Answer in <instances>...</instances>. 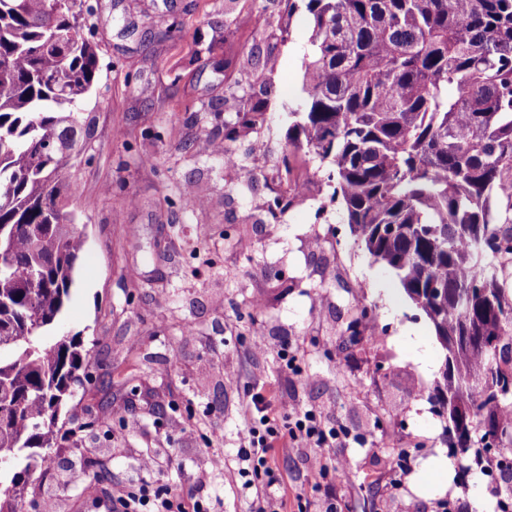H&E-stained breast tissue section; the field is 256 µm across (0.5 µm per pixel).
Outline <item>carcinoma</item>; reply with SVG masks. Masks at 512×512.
I'll use <instances>...</instances> for the list:
<instances>
[{
	"instance_id": "carcinoma-1",
	"label": "carcinoma",
	"mask_w": 512,
	"mask_h": 512,
	"mask_svg": "<svg viewBox=\"0 0 512 512\" xmlns=\"http://www.w3.org/2000/svg\"><path fill=\"white\" fill-rule=\"evenodd\" d=\"M0 0V512H17L37 458L55 447L59 407L83 386L76 335L43 333L63 312L84 249L69 210L68 155L88 133L78 106L97 84L99 49L83 0ZM313 17L307 98L288 113L289 157L327 164L324 180L368 254L399 280L439 338L432 399L460 467L484 446L512 459V0H306ZM251 89L209 103L224 116L219 154L262 124ZM295 196L268 201L273 216ZM39 288L26 289L31 273ZM437 285L445 292L429 294ZM484 288L483 295H466ZM484 375L474 389L468 379ZM496 497L512 465L492 458Z\"/></svg>"
}]
</instances>
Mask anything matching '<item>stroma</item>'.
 I'll return each instance as SVG.
<instances>
[{
    "mask_svg": "<svg viewBox=\"0 0 512 512\" xmlns=\"http://www.w3.org/2000/svg\"><path fill=\"white\" fill-rule=\"evenodd\" d=\"M88 2L84 33L99 48L100 78L81 106L90 130L68 169L70 211L87 248L48 333L81 336L92 380L61 409L57 446L33 472L23 512L34 502L108 512L67 473L83 470L104 489L135 482L147 454L163 481L209 512H251L236 453L243 402L260 383L279 423L311 407L343 430L341 444L324 451L338 467L336 512H442L451 499L463 512H494L479 470L438 468L448 455L432 401L442 347L394 274L342 224L317 162L292 156L294 174H312L307 193L283 217L267 211L280 188L284 111L305 98L311 15L302 7L286 14L281 0H236L229 24L224 0ZM252 13L265 19V34L254 33ZM252 49L276 57L259 82ZM228 55L237 59L229 80ZM252 83L271 90L270 112L255 136L237 142L239 165L228 168L212 153L224 121L202 106ZM256 140L263 155L251 150ZM256 166L266 179L251 188L246 172ZM365 306L373 314L363 320ZM356 318L353 340L346 328ZM257 326L263 352L251 347ZM284 342L301 351L302 374L278 371ZM228 366L237 372L231 381ZM130 415L136 428L126 426ZM309 454L294 448L269 460L288 512L302 501L309 512L327 507L305 481Z\"/></svg>",
    "mask_w": 512,
    "mask_h": 512,
    "instance_id": "obj_1",
    "label": "stroma"
}]
</instances>
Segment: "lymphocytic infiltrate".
<instances>
[{
	"label": "lymphocytic infiltrate",
	"mask_w": 512,
	"mask_h": 512,
	"mask_svg": "<svg viewBox=\"0 0 512 512\" xmlns=\"http://www.w3.org/2000/svg\"><path fill=\"white\" fill-rule=\"evenodd\" d=\"M270 400L262 393L249 394L241 414L237 450L238 474L244 488L254 492V512H282L277 495L278 480L268 466L278 448H313L307 481L312 488L332 487L336 468L320 451L335 447L340 439L334 427L308 408L297 409L287 428H279L268 415ZM112 512H208L193 494L147 480L137 484H116L111 492Z\"/></svg>",
	"instance_id": "obj_1"
}]
</instances>
